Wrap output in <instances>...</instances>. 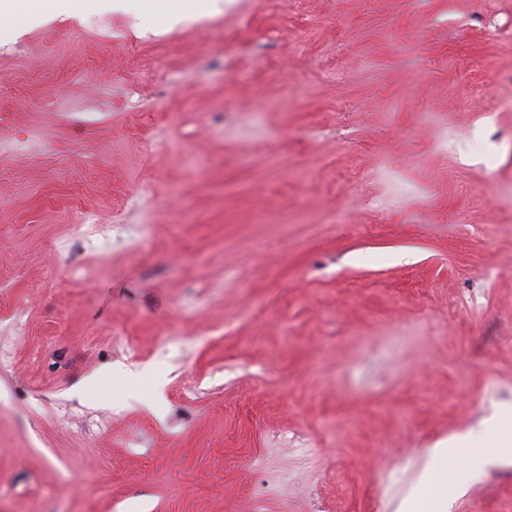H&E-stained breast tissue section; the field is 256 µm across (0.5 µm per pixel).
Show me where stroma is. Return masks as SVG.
<instances>
[{"instance_id": "stroma-1", "label": "stroma", "mask_w": 512, "mask_h": 512, "mask_svg": "<svg viewBox=\"0 0 512 512\" xmlns=\"http://www.w3.org/2000/svg\"><path fill=\"white\" fill-rule=\"evenodd\" d=\"M497 67L512 0H68L0 35V512H400L472 429L498 457L448 512H512Z\"/></svg>"}]
</instances>
